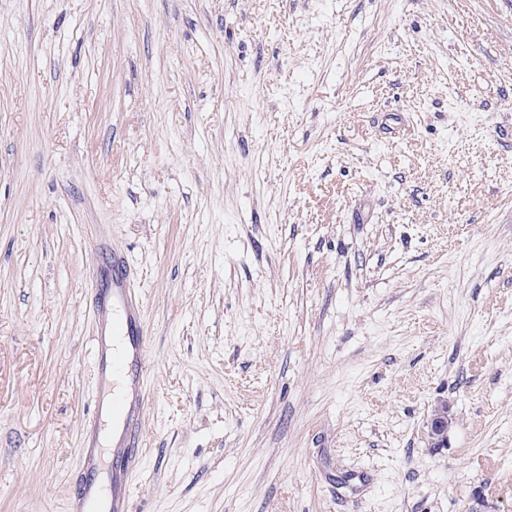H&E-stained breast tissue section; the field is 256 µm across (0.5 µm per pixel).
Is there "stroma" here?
I'll use <instances>...</instances> for the list:
<instances>
[{"label": "stroma", "instance_id": "stroma-1", "mask_svg": "<svg viewBox=\"0 0 512 512\" xmlns=\"http://www.w3.org/2000/svg\"><path fill=\"white\" fill-rule=\"evenodd\" d=\"M112 251L133 512H512V0H0V512H70ZM428 438L432 445L437 448L447 446L448 434V407L436 409L428 422Z\"/></svg>", "mask_w": 512, "mask_h": 512}]
</instances>
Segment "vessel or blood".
I'll return each mask as SVG.
<instances>
[{"mask_svg":"<svg viewBox=\"0 0 512 512\" xmlns=\"http://www.w3.org/2000/svg\"><path fill=\"white\" fill-rule=\"evenodd\" d=\"M93 279L98 318L96 388L119 428L112 434V450L105 458L97 450V427L89 425L82 465L94 473L105 471L108 484L81 487L74 496L72 512H131L130 478L141 463L142 387L149 374L144 312L123 258H102Z\"/></svg>","mask_w":512,"mask_h":512,"instance_id":"obj_1","label":"vessel or blood"}]
</instances>
